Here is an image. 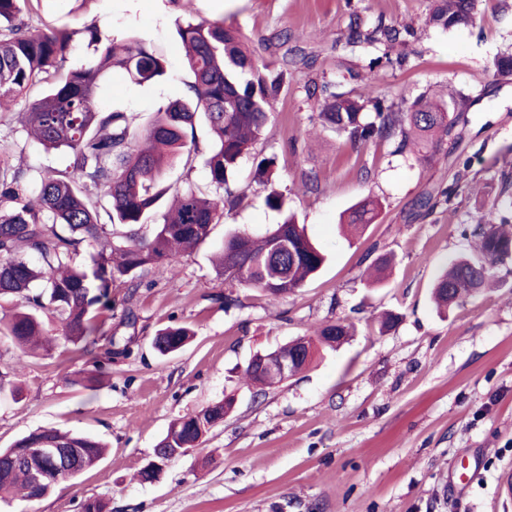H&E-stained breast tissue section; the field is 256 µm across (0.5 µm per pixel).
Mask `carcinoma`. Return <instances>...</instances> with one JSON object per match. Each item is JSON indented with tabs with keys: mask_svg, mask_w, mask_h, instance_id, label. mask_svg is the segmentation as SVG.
<instances>
[{
	"mask_svg": "<svg viewBox=\"0 0 512 512\" xmlns=\"http://www.w3.org/2000/svg\"><path fill=\"white\" fill-rule=\"evenodd\" d=\"M43 0H0V112L12 110L19 97H30L27 111L18 113L22 132L46 150L67 155V165L40 181L31 190L32 174L0 163V296L17 299L15 308L0 316V333L21 346L35 345L44 351L53 342L90 352L100 337L99 318L112 311V282L128 277L135 282L145 269L160 264L174 266L189 250L210 238L213 225L241 204L229 185L240 162L262 139L272 102L280 95L287 72L276 70L251 51L241 32L222 20L202 18L178 29L185 50L190 81L184 97L169 102L143 123L134 110L103 109L97 96L114 70L143 84L165 76L161 50L137 36L110 39L94 23L61 29L42 20ZM476 0H435L430 21L445 29L473 18ZM37 19L33 26L21 15ZM93 47L94 56L79 68L64 69L74 38ZM402 31L378 24L362 31L353 20L348 43L392 44ZM324 95L317 120L323 127L343 134L353 143L374 140L396 143V151L414 147H441L454 139L457 118L449 117L450 103L419 100L402 111L369 90L360 96L312 89ZM203 119L213 138L204 161L212 198L187 185L175 189L172 205L149 234L141 232L147 218L162 205L170 187L163 186L167 171L190 156L188 133ZM276 160L262 159L254 178L272 181ZM454 191L426 192L414 201L418 212L430 214L449 205ZM266 205L284 214L282 222L263 235L234 232L218 248L217 278L260 289L276 299L294 292L313 278L326 261L323 251L291 214L284 213L281 193L271 191ZM379 206L364 202L355 207L349 225L375 223ZM120 226L123 232L115 234ZM479 255L455 261L436 279L435 302L440 307L459 303L492 280L491 269L512 257V232L498 224H479ZM112 236V243L83 260L80 246L88 239ZM39 255L36 266L25 251ZM324 342H342L349 328L338 320L319 330ZM193 331L187 326L167 325L153 337L162 355L184 347ZM113 338L104 355L112 363ZM105 363V364H107ZM105 364L94 361L84 378L98 381ZM248 380L261 386L281 382L278 375L259 367L246 368ZM224 417V402L177 420L158 442L155 451L175 453L196 446L205 429ZM25 448H71L79 456L81 470L92 468L105 446L89 437L47 429L32 432L0 449V498L16 492L39 499L66 478L63 472L36 485L32 463L10 457Z\"/></svg>",
	"mask_w": 512,
	"mask_h": 512,
	"instance_id": "1",
	"label": "carcinoma"
}]
</instances>
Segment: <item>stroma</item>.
I'll return each mask as SVG.
<instances>
[{"label":"stroma","instance_id":"35a3bbf8","mask_svg":"<svg viewBox=\"0 0 512 512\" xmlns=\"http://www.w3.org/2000/svg\"><path fill=\"white\" fill-rule=\"evenodd\" d=\"M71 8L46 0L42 17L69 28L87 17L103 36L134 33L164 50L166 79L137 86L117 71L99 94L102 108L145 119L185 91L177 27L192 16L238 28L274 68L290 47L309 63L284 67L264 136L231 184L243 204L176 266L141 273L136 293L113 284L116 306L101 332L128 354L113 358L108 378L77 383L104 339L91 355L60 347L31 357L0 336V448L50 428L109 445L81 477L39 500L0 501V512H81L91 497L107 512H512V499L496 493L512 469V261L496 269V287L458 306L437 310L430 295L447 261L471 255L477 218L502 216L495 199L502 176L512 177V73L493 64L512 54V0H479L473 22L451 29L430 22L433 0H93L85 16ZM353 19L365 31L380 20L408 29L406 62L384 58L379 43L349 44ZM322 83L353 96L370 88L403 109L454 94L458 141L403 154L391 141L352 144L317 121L322 100L308 90ZM27 104L0 116V146L14 166L64 168L63 152L20 131ZM194 136L192 163L175 166L167 183L210 197L204 121ZM272 155L276 174L259 183L256 165ZM453 183L452 206L414 210L419 195ZM272 190L328 257L318 277L275 301L249 285L222 287L212 263L228 232L256 236L279 222L265 203ZM366 200L381 205L380 217L344 236L340 222ZM385 254L393 258L385 280L367 284L365 271ZM127 307L134 320H124ZM384 311L396 321L382 331L372 319ZM339 320L356 326L339 348L315 346L306 370L265 392L246 384L254 353ZM166 325L190 326L194 337L163 357L152 340ZM227 397L235 405L224 421L159 481L136 480L174 420ZM474 465L478 477L454 490L451 477Z\"/></svg>","mask_w":512,"mask_h":512}]
</instances>
